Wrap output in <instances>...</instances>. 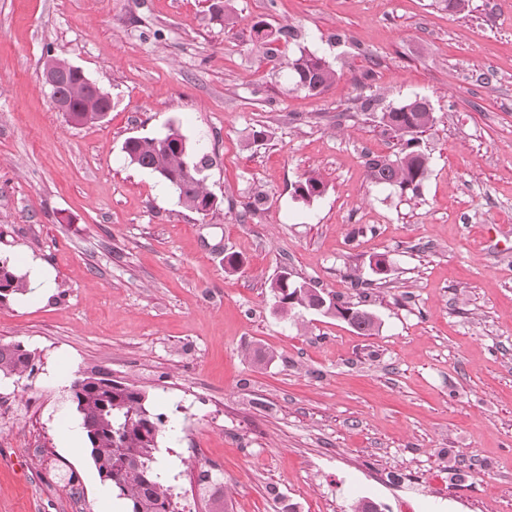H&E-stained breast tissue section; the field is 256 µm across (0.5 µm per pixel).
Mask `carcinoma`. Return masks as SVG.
Masks as SVG:
<instances>
[{"mask_svg": "<svg viewBox=\"0 0 512 512\" xmlns=\"http://www.w3.org/2000/svg\"><path fill=\"white\" fill-rule=\"evenodd\" d=\"M252 30L264 55L275 57L277 43L294 37L291 29L273 32L264 21ZM47 65L58 72V93L66 99L81 123L99 121L98 101L92 97L86 81L65 67V61L51 58ZM289 81L294 88L320 93L336 82V70L323 58L303 50L285 57ZM380 123L399 143L394 156L374 155L366 161L367 174L376 184L398 187L403 194L417 195L428 170V156L420 148L419 135L433 127V109L424 102L407 100L381 112ZM129 162L156 174L173 188L179 203L190 211L207 215L217 207L216 198L207 191L202 172L210 166V158L189 146L179 131L172 129L163 138L133 136L122 147ZM324 183L319 174L310 172L295 187L304 201L320 195ZM26 277L0 260V303L26 290ZM269 288L277 309L284 318L297 312L315 311L326 298L325 292L306 281L271 279ZM334 316L354 329L370 334L379 328L376 316L355 303L335 297ZM36 354L20 345H0V376H20L34 369ZM71 402L80 416L90 457L99 476L112 477V488L125 499L128 512H168L172 492L161 474L155 471V451L162 437L161 416L147 409V396L139 389L112 382L100 372L76 379L71 386ZM152 469L148 478L141 476L142 467Z\"/></svg>", "mask_w": 512, "mask_h": 512, "instance_id": "1", "label": "carcinoma"}]
</instances>
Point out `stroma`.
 <instances>
[{
  "mask_svg": "<svg viewBox=\"0 0 512 512\" xmlns=\"http://www.w3.org/2000/svg\"><path fill=\"white\" fill-rule=\"evenodd\" d=\"M211 2L0 0V259L54 273L0 303V344L39 356L0 379V512L125 507L85 436L61 437L95 370L162 416L177 512H512V0H234L231 28ZM259 20L292 28L288 51L326 59L335 84L293 89ZM51 57L110 94L103 122L55 109ZM415 97L436 123L411 198L365 161L398 149L379 110ZM172 127L213 161L209 215L122 151ZM312 170L324 191L305 202ZM284 270L351 302L350 277L372 282L379 331L282 318Z\"/></svg>",
  "mask_w": 512,
  "mask_h": 512,
  "instance_id": "stroma-1",
  "label": "stroma"
}]
</instances>
